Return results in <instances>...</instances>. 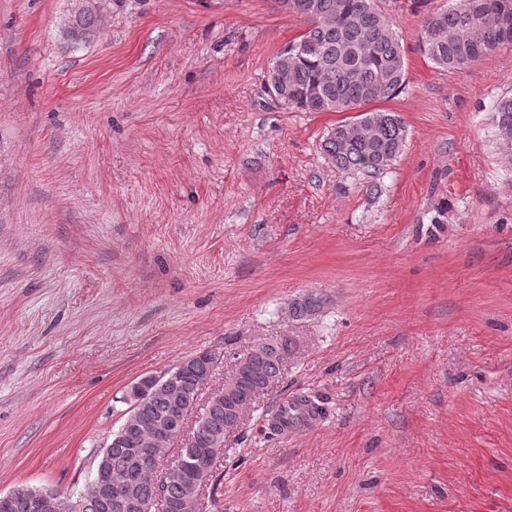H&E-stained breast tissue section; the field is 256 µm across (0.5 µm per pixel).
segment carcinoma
<instances>
[{"label":"carcinoma","mask_w":512,"mask_h":512,"mask_svg":"<svg viewBox=\"0 0 512 512\" xmlns=\"http://www.w3.org/2000/svg\"><path fill=\"white\" fill-rule=\"evenodd\" d=\"M379 0H277L279 7L304 20L306 30L272 62L269 89L285 108L301 112H348L359 109L356 121L369 129H351L353 122L336 125L324 143L328 161L344 172L380 175L403 151L407 130L393 112L367 105L389 100L405 87V58L391 18ZM101 14L93 3L82 5L70 20L69 38L84 43L100 33ZM512 45V0H458L428 12L422 21L419 48L434 65L454 70ZM493 121L501 139L512 143V97L493 108ZM324 300L310 294L288 305L296 320L315 316ZM298 346L292 336H279L256 344L232 372L234 398L213 400L195 425L194 446L182 448L186 457L203 448H222L230 421L242 415L259 393L279 382L283 364ZM218 355L174 369L176 384L196 394L214 370ZM142 418L160 424L169 419L167 391L154 393L141 407ZM151 437L149 428H129L112 445V474L138 476L139 495L148 500L157 490L155 476L171 453L159 447L154 457L139 465L134 449Z\"/></svg>","instance_id":"obj_1"}]
</instances>
